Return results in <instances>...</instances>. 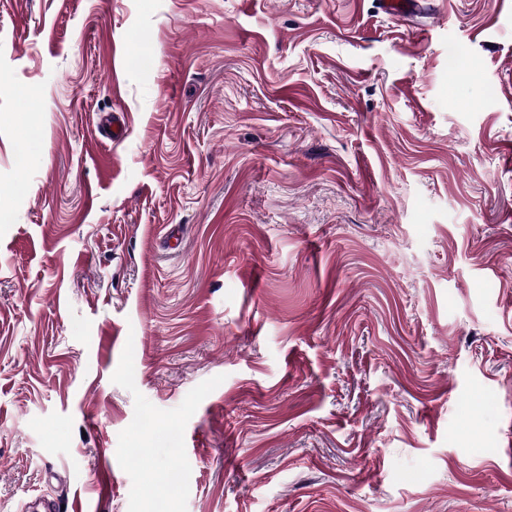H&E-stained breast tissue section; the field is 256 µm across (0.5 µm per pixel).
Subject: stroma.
<instances>
[{
    "mask_svg": "<svg viewBox=\"0 0 512 512\" xmlns=\"http://www.w3.org/2000/svg\"><path fill=\"white\" fill-rule=\"evenodd\" d=\"M496 2L0 0V512H512ZM421 0H383L381 9L388 16L403 20L408 16L415 15L419 11Z\"/></svg>",
    "mask_w": 512,
    "mask_h": 512,
    "instance_id": "obj_1",
    "label": "stroma"
}]
</instances>
